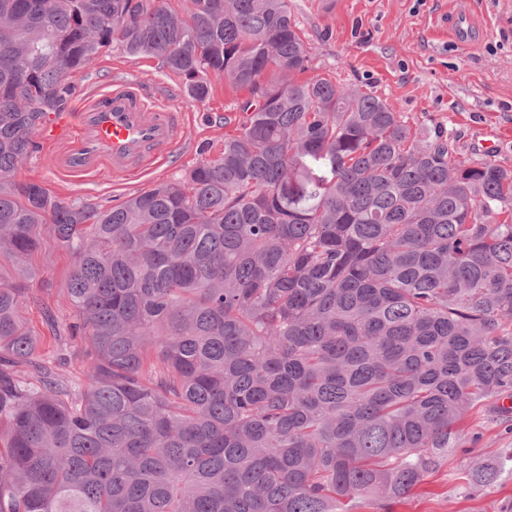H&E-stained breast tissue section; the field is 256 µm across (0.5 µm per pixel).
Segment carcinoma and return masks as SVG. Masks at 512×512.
<instances>
[{
    "instance_id": "carcinoma-1",
    "label": "carcinoma",
    "mask_w": 512,
    "mask_h": 512,
    "mask_svg": "<svg viewBox=\"0 0 512 512\" xmlns=\"http://www.w3.org/2000/svg\"><path fill=\"white\" fill-rule=\"evenodd\" d=\"M110 49L248 96L217 156L105 209L17 173ZM311 56L289 0H0V512H348L512 422V167L296 80ZM50 244L79 376L25 316L55 323ZM30 264L39 275L37 288H53L48 296L49 303L56 309L60 322H66L72 310L67 299L58 292V288H61L71 269L70 256L60 249L47 247L34 254Z\"/></svg>"
}]
</instances>
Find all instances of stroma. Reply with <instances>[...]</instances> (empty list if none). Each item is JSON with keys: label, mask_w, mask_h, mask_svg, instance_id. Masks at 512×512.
<instances>
[{"label": "stroma", "mask_w": 512, "mask_h": 512, "mask_svg": "<svg viewBox=\"0 0 512 512\" xmlns=\"http://www.w3.org/2000/svg\"><path fill=\"white\" fill-rule=\"evenodd\" d=\"M315 2L290 0L314 73H330L387 99L426 132H443L463 157L512 167V0H342L340 10L327 15ZM453 13L471 14L476 22L470 48L459 46L448 31L445 18ZM111 72L137 76L154 90L171 88L172 108L185 114L178 163L132 181L104 174L81 183L60 178L50 154L40 149L20 168V181L39 183L62 199L90 198L109 208L180 177L200 161L202 144L219 152L225 121L238 119L239 95L224 82H214L209 99L197 103L155 58L103 54L90 73L76 75L78 93L101 86ZM30 263L60 321H67L72 310L59 288L71 269L70 256L49 247ZM468 429L475 437L469 452L449 456L408 497L384 507L368 499L355 512H512V475L503 474L487 490L466 488L464 480L484 449H512V429L484 419L471 420Z\"/></svg>", "instance_id": "obj_1"}]
</instances>
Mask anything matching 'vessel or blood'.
<instances>
[{"label":"vessel or blood","instance_id":"b4317fda","mask_svg":"<svg viewBox=\"0 0 512 512\" xmlns=\"http://www.w3.org/2000/svg\"><path fill=\"white\" fill-rule=\"evenodd\" d=\"M183 121L162 95L117 73L109 88L84 95L76 111L50 113L40 136L62 178L90 181L109 172L134 180L171 156Z\"/></svg>","mask_w":512,"mask_h":512}]
</instances>
